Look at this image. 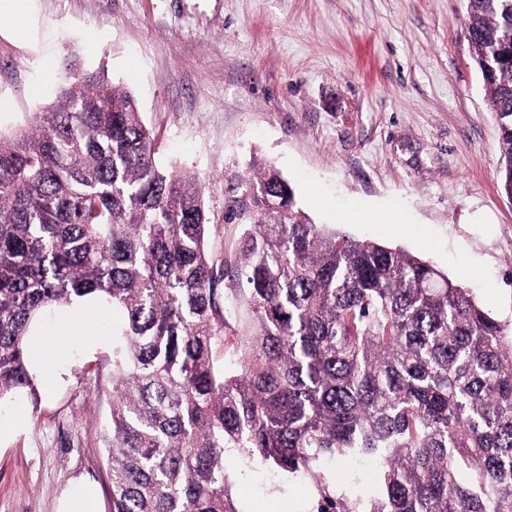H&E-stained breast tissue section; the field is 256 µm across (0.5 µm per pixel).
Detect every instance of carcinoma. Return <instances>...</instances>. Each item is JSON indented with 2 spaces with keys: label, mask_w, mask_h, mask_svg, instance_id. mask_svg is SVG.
Here are the masks:
<instances>
[{
  "label": "carcinoma",
  "mask_w": 512,
  "mask_h": 512,
  "mask_svg": "<svg viewBox=\"0 0 512 512\" xmlns=\"http://www.w3.org/2000/svg\"><path fill=\"white\" fill-rule=\"evenodd\" d=\"M466 2L512 202V0ZM224 220L249 228L219 271L199 177L157 163L130 92L68 68L35 126L0 136V400L38 404L30 324L91 296L120 313L112 512H240L231 448L313 481L320 512H512V332L470 289L312 223L272 166ZM241 306L253 331L221 362ZM347 454L376 477L351 499L319 472Z\"/></svg>",
  "instance_id": "carcinoma-1"
}]
</instances>
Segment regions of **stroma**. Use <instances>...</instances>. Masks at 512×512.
<instances>
[{
	"label": "stroma",
	"instance_id": "35a3bbf8",
	"mask_svg": "<svg viewBox=\"0 0 512 512\" xmlns=\"http://www.w3.org/2000/svg\"><path fill=\"white\" fill-rule=\"evenodd\" d=\"M0 34V135L55 102L62 61L137 100L160 165L198 175L212 258L244 231L230 187L271 165L303 211L431 262L512 327V201L464 0H17ZM55 357L57 392L0 406V512H57L74 479L111 512L112 335ZM29 421L9 425L18 413ZM241 512H311L315 487L227 457Z\"/></svg>",
	"mask_w": 512,
	"mask_h": 512
}]
</instances>
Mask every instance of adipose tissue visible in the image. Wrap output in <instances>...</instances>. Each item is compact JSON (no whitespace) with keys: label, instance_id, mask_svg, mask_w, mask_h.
I'll return each mask as SVG.
<instances>
[{"label":"adipose tissue","instance_id":"obj_1","mask_svg":"<svg viewBox=\"0 0 512 512\" xmlns=\"http://www.w3.org/2000/svg\"><path fill=\"white\" fill-rule=\"evenodd\" d=\"M110 311L109 305L94 299H82L72 304L67 318L45 321L36 327L28 359L34 370L43 374L47 392H54L60 384L59 377L45 372L52 355L64 348H95L100 342L96 325Z\"/></svg>","mask_w":512,"mask_h":512}]
</instances>
